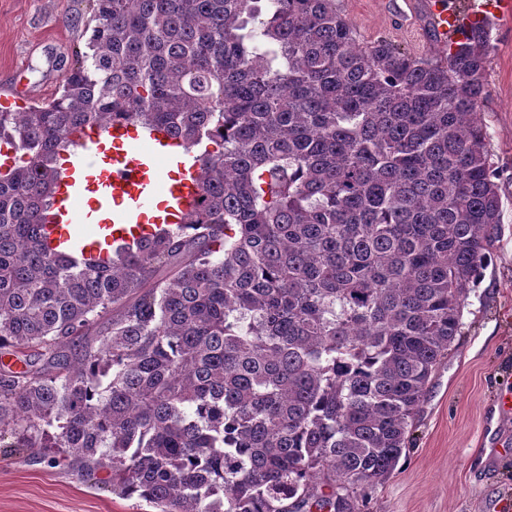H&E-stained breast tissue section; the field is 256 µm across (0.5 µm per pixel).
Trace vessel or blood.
I'll list each match as a JSON object with an SVG mask.
<instances>
[{
    "mask_svg": "<svg viewBox=\"0 0 512 512\" xmlns=\"http://www.w3.org/2000/svg\"><path fill=\"white\" fill-rule=\"evenodd\" d=\"M439 40L481 24L487 15L512 21V0H425ZM60 174L55 213L48 227L54 246L100 258L115 243L151 236L156 228L181 223L197 197L199 169L174 154V138L154 129L138 136L127 127L84 131ZM90 224L75 234L74 224Z\"/></svg>",
    "mask_w": 512,
    "mask_h": 512,
    "instance_id": "vessel-or-blood-1",
    "label": "vessel or blood"
}]
</instances>
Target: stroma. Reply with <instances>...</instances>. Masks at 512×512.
Wrapping results in <instances>:
<instances>
[{
    "mask_svg": "<svg viewBox=\"0 0 512 512\" xmlns=\"http://www.w3.org/2000/svg\"><path fill=\"white\" fill-rule=\"evenodd\" d=\"M421 0H338L361 42L391 41L439 56ZM92 0H0V90L23 89L22 105L59 96L60 79L84 50ZM495 47L477 118L489 137L504 201L491 260L465 302L462 333L431 377L413 441L391 475L368 492L366 512H512V417L497 397L512 391V24L491 26ZM0 512H140L101 477L67 464L0 454Z\"/></svg>",
    "mask_w": 512,
    "mask_h": 512,
    "instance_id": "obj_1",
    "label": "stroma"
}]
</instances>
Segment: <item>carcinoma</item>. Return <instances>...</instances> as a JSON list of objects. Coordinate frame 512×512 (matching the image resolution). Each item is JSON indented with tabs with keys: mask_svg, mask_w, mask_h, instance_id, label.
I'll return each mask as SVG.
<instances>
[{
	"mask_svg": "<svg viewBox=\"0 0 512 512\" xmlns=\"http://www.w3.org/2000/svg\"><path fill=\"white\" fill-rule=\"evenodd\" d=\"M60 95L0 110V447L153 512H362L499 236L490 27L366 45L336 0H92ZM164 129L184 221L49 248L73 136Z\"/></svg>",
	"mask_w": 512,
	"mask_h": 512,
	"instance_id": "obj_1",
	"label": "carcinoma"
}]
</instances>
